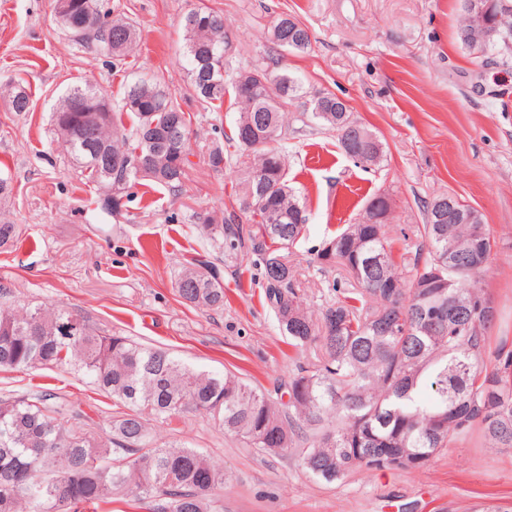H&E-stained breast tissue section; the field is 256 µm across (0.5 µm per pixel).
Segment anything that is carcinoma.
Wrapping results in <instances>:
<instances>
[{"instance_id": "obj_1", "label": "carcinoma", "mask_w": 512, "mask_h": 512, "mask_svg": "<svg viewBox=\"0 0 512 512\" xmlns=\"http://www.w3.org/2000/svg\"><path fill=\"white\" fill-rule=\"evenodd\" d=\"M491 3L493 26L479 27L465 4L457 39L472 54L512 48V0ZM70 19L61 21L71 40L111 59L121 68L136 42V29L102 11L98 0H70ZM104 14L112 43L102 44L77 28L84 16ZM184 62L195 96L218 111L224 102L240 112L234 141L246 153V171L236 191L240 210L257 230L235 223V215L204 229L224 259L235 261L249 249L265 281V298L293 346L313 348L277 389L263 392L242 378L195 370L168 351L131 341L81 320L80 334L59 335L58 325L73 316L64 307L17 311L0 305V369L30 370L66 364L80 371L126 411L112 417L102 437L82 412L50 402L38 390L0 397V512H71L95 509L112 496L132 493L147 512H207L224 472L208 456L182 443L151 436L146 414L171 423L190 411H205L224 433L246 447L268 454L299 452L314 479L344 482L364 470L414 471L441 451L479 432L495 448H512V350L501 347L488 367L487 331L498 318L479 277L495 242L479 212L463 224H437L433 204L415 242L403 235L414 254L406 274L398 271L387 225L388 200H370L373 224H349L326 241L333 252L318 250L322 265H341L357 284L336 289V298L313 315L299 302L289 249L303 236L304 208L287 183L285 157L270 144L284 138V115L300 96L301 85L288 72L267 67L232 68L221 17L202 8L183 20ZM272 42L304 53L311 45L306 26L276 19ZM12 110H30L19 84L4 86ZM89 99L100 120L88 126L82 112L70 111L73 99ZM311 117L337 132L343 152L359 122L336 96L311 101ZM131 119L125 125L123 116ZM186 115L162 86L138 81L128 86L122 105L111 107L94 84L69 88L53 122L73 161L88 173L101 194H120L137 179L172 191L182 186L191 166ZM185 302L202 310L224 307V283L206 262L186 267L176 282ZM491 313H485V309Z\"/></svg>"}]
</instances>
